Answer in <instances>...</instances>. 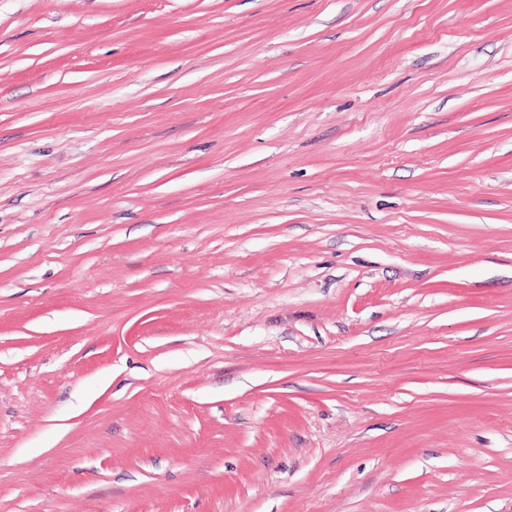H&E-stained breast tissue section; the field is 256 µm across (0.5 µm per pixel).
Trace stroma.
I'll return each instance as SVG.
<instances>
[{
    "label": "stroma",
    "mask_w": 512,
    "mask_h": 512,
    "mask_svg": "<svg viewBox=\"0 0 512 512\" xmlns=\"http://www.w3.org/2000/svg\"><path fill=\"white\" fill-rule=\"evenodd\" d=\"M0 512H512V0H0Z\"/></svg>",
    "instance_id": "1"
}]
</instances>
